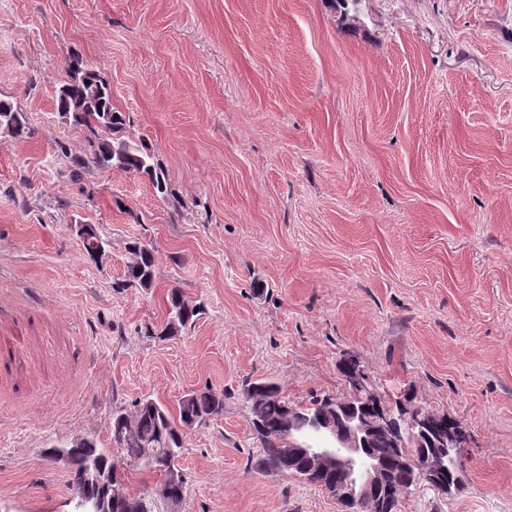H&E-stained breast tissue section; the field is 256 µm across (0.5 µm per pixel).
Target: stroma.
Wrapping results in <instances>:
<instances>
[{
    "label": "stroma",
    "instance_id": "obj_1",
    "mask_svg": "<svg viewBox=\"0 0 512 512\" xmlns=\"http://www.w3.org/2000/svg\"><path fill=\"white\" fill-rule=\"evenodd\" d=\"M74 54L166 193L89 162L57 110ZM0 100L28 123L0 133V512H68L48 448L205 387L224 411L183 431L180 512H343L253 469L244 388L348 397L347 352L468 434L453 494L397 512H512V0H361L353 26L332 0H0ZM136 242L148 289L119 285ZM173 288L202 311L165 336ZM84 232L82 234H76L79 245L84 255L91 260H98L102 256L97 254V247H102L105 251V241L100 236L99 232L92 224H83Z\"/></svg>",
    "mask_w": 512,
    "mask_h": 512
}]
</instances>
